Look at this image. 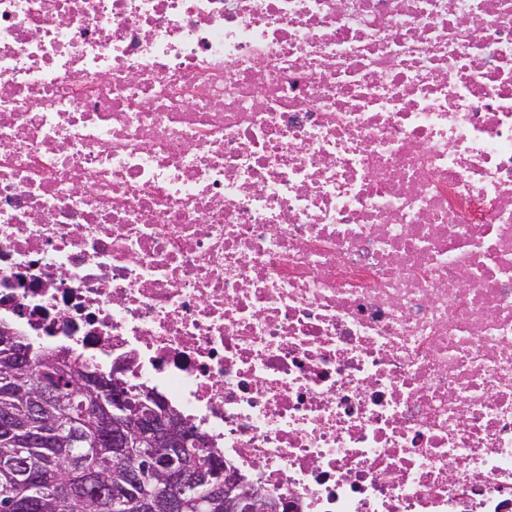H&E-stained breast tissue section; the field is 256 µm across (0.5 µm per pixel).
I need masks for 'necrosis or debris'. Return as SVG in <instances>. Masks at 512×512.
Listing matches in <instances>:
<instances>
[{"instance_id":"obj_1","label":"necrosis or debris","mask_w":512,"mask_h":512,"mask_svg":"<svg viewBox=\"0 0 512 512\" xmlns=\"http://www.w3.org/2000/svg\"><path fill=\"white\" fill-rule=\"evenodd\" d=\"M0 328L294 512H512V0H0Z\"/></svg>"}]
</instances>
